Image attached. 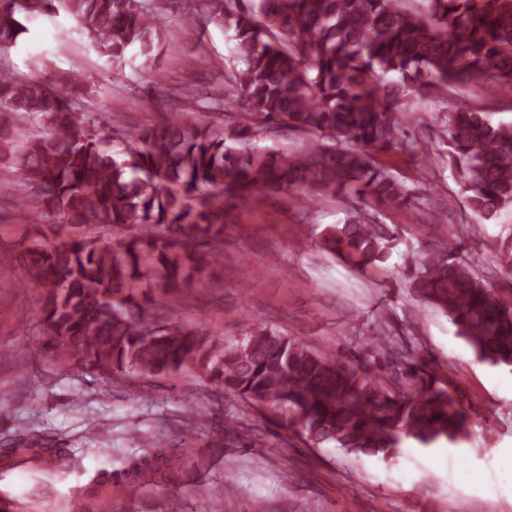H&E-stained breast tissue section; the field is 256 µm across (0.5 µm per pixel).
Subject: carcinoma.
<instances>
[{
    "instance_id": "carcinoma-1",
    "label": "carcinoma",
    "mask_w": 512,
    "mask_h": 512,
    "mask_svg": "<svg viewBox=\"0 0 512 512\" xmlns=\"http://www.w3.org/2000/svg\"><path fill=\"white\" fill-rule=\"evenodd\" d=\"M206 0L209 19L233 32L242 63L216 106H234L232 128L179 112L127 131L89 128L68 93L0 68V200H19L33 226L49 215L1 277L43 292L45 338L35 347L114 378L193 369L309 448L393 457L408 441L459 445L472 428L462 401L389 330L373 336L367 365L260 329L235 345L161 322L144 291L202 288L224 242L227 210L271 192L302 203L355 195L411 198L405 180L375 159L391 148L430 160L400 133L397 112L417 95L477 83L512 92V0ZM66 12L112 68L129 51L151 56L160 7L146 0H10L0 6V47L24 31L22 16ZM49 126L26 138L14 116ZM448 164L471 212L512 211V124L481 108L445 113ZM309 136L295 148L258 142L281 131ZM396 228L356 211L320 235L321 249L358 273L389 258ZM414 294L446 316L476 357L512 367V304L444 244L411 257ZM173 458L162 445L126 475L151 473L160 488Z\"/></svg>"
}]
</instances>
